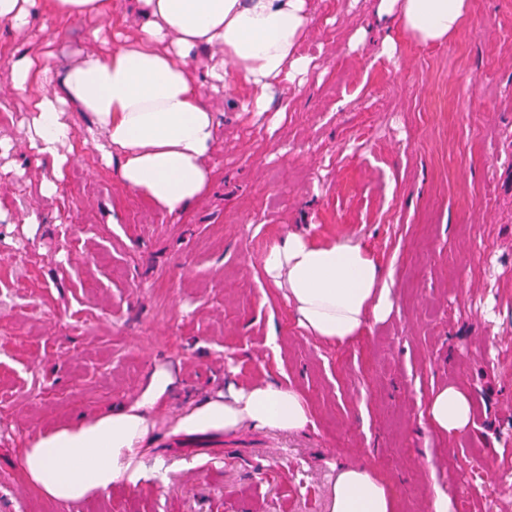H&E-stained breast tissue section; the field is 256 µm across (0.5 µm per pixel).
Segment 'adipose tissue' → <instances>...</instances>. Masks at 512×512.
Wrapping results in <instances>:
<instances>
[{
  "label": "adipose tissue",
  "instance_id": "adipose-tissue-1",
  "mask_svg": "<svg viewBox=\"0 0 512 512\" xmlns=\"http://www.w3.org/2000/svg\"><path fill=\"white\" fill-rule=\"evenodd\" d=\"M140 26L112 52L85 54L61 75L60 89L29 95L48 82V44L14 62L15 91L27 93L28 146L37 164L62 175L69 161L61 146L75 138L68 106L90 113L93 142L120 184L155 209L186 212L204 198L213 180L208 158L219 121L209 94L200 90L192 61L207 53L210 87L241 82L249 95L243 112L268 109L272 83H294L315 68L299 47L313 27L309 0H135ZM68 19L104 18L109 0H0V26L26 29L33 14ZM466 0H378V19L395 20L423 45L443 43L466 17ZM262 270L307 336L327 345L358 340L369 323L385 322L395 308L394 272L357 240L315 242L291 232L263 256ZM172 384L167 372L150 374L141 394L112 416L42 434L24 451L25 469L47 497L75 501L122 481L138 484L145 470L138 452L151 418ZM426 417L436 437L466 432L472 402L451 384L431 394ZM311 420L295 388L261 378L230 384L217 398L186 410L179 430H236L244 426L294 432ZM327 512H399L388 484L367 466H337L326 491Z\"/></svg>",
  "mask_w": 512,
  "mask_h": 512
}]
</instances>
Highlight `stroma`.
Segmentation results:
<instances>
[{
	"label": "stroma",
	"instance_id": "35a3bbf8",
	"mask_svg": "<svg viewBox=\"0 0 512 512\" xmlns=\"http://www.w3.org/2000/svg\"><path fill=\"white\" fill-rule=\"evenodd\" d=\"M311 4L315 70L258 117L232 106L245 85L214 96L215 179L184 215L116 180L83 142L89 113L70 112L53 197L22 141L13 61L57 29L53 71L112 48L133 0L97 22L0 27V136L15 143L0 157V512H326L336 464L373 468L400 512H431L437 484L454 512H512V0H468L431 47L378 22L377 0ZM291 231L355 237L392 267L389 319L347 346L306 336L260 265ZM157 369L172 384L143 444L149 480L70 506L23 477L42 433L118 411ZM265 374L309 402L306 430H177L179 412ZM447 384L473 424L442 440L426 403Z\"/></svg>",
	"mask_w": 512,
	"mask_h": 512
}]
</instances>
